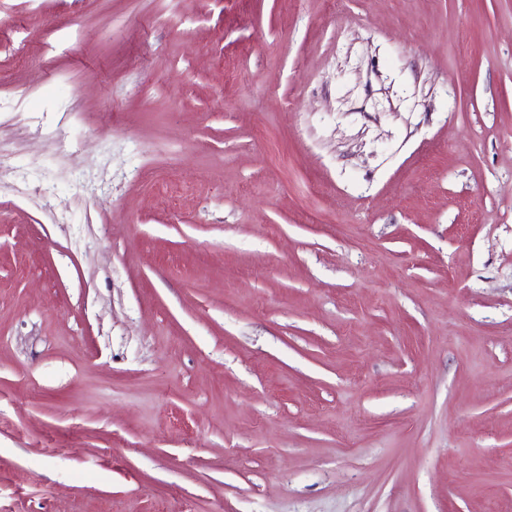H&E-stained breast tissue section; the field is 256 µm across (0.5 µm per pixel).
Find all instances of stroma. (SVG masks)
<instances>
[{"mask_svg":"<svg viewBox=\"0 0 512 512\" xmlns=\"http://www.w3.org/2000/svg\"><path fill=\"white\" fill-rule=\"evenodd\" d=\"M0 512H512V0H0Z\"/></svg>","mask_w":512,"mask_h":512,"instance_id":"1","label":"stroma"}]
</instances>
